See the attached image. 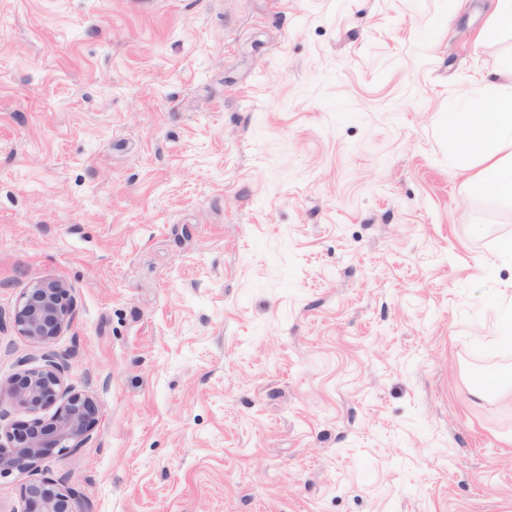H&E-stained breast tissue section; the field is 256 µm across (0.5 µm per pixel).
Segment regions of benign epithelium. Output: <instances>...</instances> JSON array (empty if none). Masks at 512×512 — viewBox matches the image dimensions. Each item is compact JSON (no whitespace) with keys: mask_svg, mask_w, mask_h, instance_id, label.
I'll return each mask as SVG.
<instances>
[{"mask_svg":"<svg viewBox=\"0 0 512 512\" xmlns=\"http://www.w3.org/2000/svg\"><path fill=\"white\" fill-rule=\"evenodd\" d=\"M74 300L61 280H37L22 294L14 317L17 332L40 349L41 365L0 382V403L35 415L34 430L21 435L0 424V475L35 470L57 448L83 447L98 412L94 401L67 384L66 359L50 344L71 323ZM55 409L49 421L36 414ZM7 443H1V439ZM27 512H91L84 495L65 480L42 476L22 488Z\"/></svg>","mask_w":512,"mask_h":512,"instance_id":"benign-epithelium-1","label":"benign epithelium"}]
</instances>
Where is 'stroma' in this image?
Listing matches in <instances>:
<instances>
[{"instance_id":"obj_1","label":"stroma","mask_w":512,"mask_h":512,"mask_svg":"<svg viewBox=\"0 0 512 512\" xmlns=\"http://www.w3.org/2000/svg\"><path fill=\"white\" fill-rule=\"evenodd\" d=\"M491 7L0 0V379L68 283L92 512H512V205L443 131Z\"/></svg>"}]
</instances>
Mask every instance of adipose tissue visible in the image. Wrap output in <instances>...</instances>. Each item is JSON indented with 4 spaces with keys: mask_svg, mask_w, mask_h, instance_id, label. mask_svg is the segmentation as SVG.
Listing matches in <instances>:
<instances>
[{
    "mask_svg": "<svg viewBox=\"0 0 512 512\" xmlns=\"http://www.w3.org/2000/svg\"><path fill=\"white\" fill-rule=\"evenodd\" d=\"M504 81L485 98L464 96L460 110L449 113L444 131L458 147L457 168L468 170L471 156L483 167L470 172L467 191L488 193L512 204V57L502 63Z\"/></svg>",
    "mask_w": 512,
    "mask_h": 512,
    "instance_id": "ef3b65f1",
    "label": "adipose tissue"
}]
</instances>
